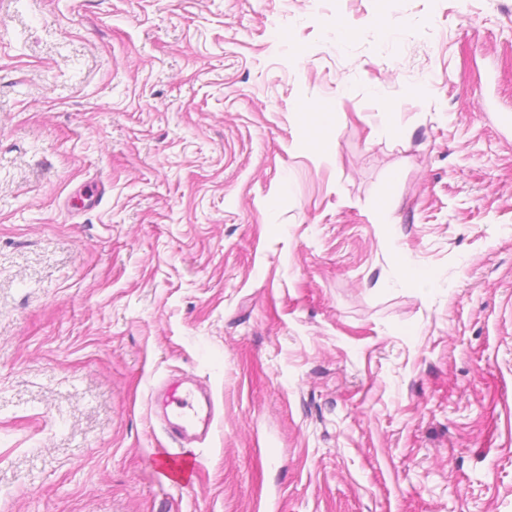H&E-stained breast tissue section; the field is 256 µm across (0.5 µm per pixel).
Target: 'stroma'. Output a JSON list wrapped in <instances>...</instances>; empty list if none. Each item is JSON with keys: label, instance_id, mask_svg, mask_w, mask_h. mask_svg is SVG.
<instances>
[{"label": "stroma", "instance_id": "obj_1", "mask_svg": "<svg viewBox=\"0 0 512 512\" xmlns=\"http://www.w3.org/2000/svg\"><path fill=\"white\" fill-rule=\"evenodd\" d=\"M0 512H512V0H0ZM152 397L154 413L161 417V425L172 447L167 457L155 461L156 467L171 482L183 483L190 480L198 464L196 460L191 464L184 460L181 450L195 438L200 423L203 434L208 435L214 419L211 414L201 416L193 404V391L180 379H168L153 391Z\"/></svg>", "mask_w": 512, "mask_h": 512}]
</instances>
